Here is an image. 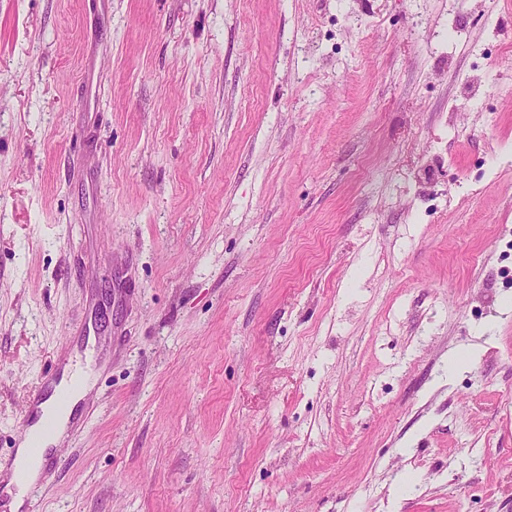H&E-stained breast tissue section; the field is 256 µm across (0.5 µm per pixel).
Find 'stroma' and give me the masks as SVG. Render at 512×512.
Here are the masks:
<instances>
[{"label":"stroma","instance_id":"1","mask_svg":"<svg viewBox=\"0 0 512 512\" xmlns=\"http://www.w3.org/2000/svg\"><path fill=\"white\" fill-rule=\"evenodd\" d=\"M0 0V467L31 512H512V0ZM53 385L49 383V381H44L35 386L32 392V400L31 404L25 412L22 420V429L26 433L31 427L37 424L41 418V411L45 415H54L56 417V428L54 430V426L51 422H46L42 425L41 431L39 433L38 438L34 441L32 445V451L34 453H42L44 449V441L53 433L52 438L50 440V445H54L59 442V440L65 435L67 431V426L70 420V409L62 414H58L54 405V397L52 395L45 401L40 404L39 410L38 406L40 401L43 399L45 393L50 389H52ZM44 463L45 456L43 454H40L35 459L31 458L28 453L27 442L21 441L19 447L16 450L13 470L11 477L8 481V486H12L14 484L13 474L19 467H23L25 469L26 477L24 486H21L19 489L16 490L7 507L11 510V512H18V509H20L23 506L25 492L30 485H32L35 481L38 480Z\"/></svg>","mask_w":512,"mask_h":512}]
</instances>
